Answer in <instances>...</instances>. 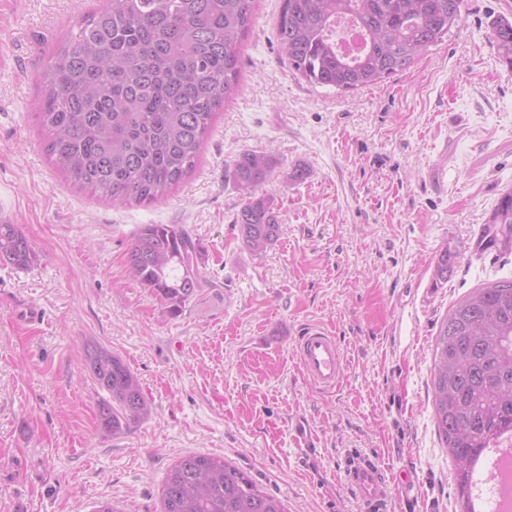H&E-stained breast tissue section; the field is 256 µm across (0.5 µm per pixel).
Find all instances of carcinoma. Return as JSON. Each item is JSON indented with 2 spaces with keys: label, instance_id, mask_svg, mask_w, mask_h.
Returning a JSON list of instances; mask_svg holds the SVG:
<instances>
[{
  "label": "carcinoma",
  "instance_id": "cac0c4a2",
  "mask_svg": "<svg viewBox=\"0 0 512 512\" xmlns=\"http://www.w3.org/2000/svg\"><path fill=\"white\" fill-rule=\"evenodd\" d=\"M256 0H100L77 33L52 52L40 75L38 117L53 164L114 204L162 200L195 167L214 116L240 91L241 43ZM463 0H282L277 38L290 68L309 83L350 92L383 82L443 41ZM350 19L362 46L337 50L336 21ZM512 67V22L493 29ZM273 161L255 152L235 160L230 178L244 195L237 215L244 249L278 240L273 200L260 190ZM480 239L512 249V189L501 194ZM203 248L177 224H143L128 263L139 284L176 316L202 285ZM34 243L0 224V265L24 269ZM85 370L106 395L101 428L114 435L148 420L152 403L126 361L106 345L85 352ZM432 404L454 462L461 512H476L472 460L503 428L512 429V280L475 289L453 305L436 337ZM161 512H287L236 464L192 453L167 471Z\"/></svg>",
  "mask_w": 512,
  "mask_h": 512
}]
</instances>
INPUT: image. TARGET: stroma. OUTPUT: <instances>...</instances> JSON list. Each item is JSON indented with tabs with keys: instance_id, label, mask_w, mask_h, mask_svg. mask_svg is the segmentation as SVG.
Listing matches in <instances>:
<instances>
[{
	"instance_id": "obj_1",
	"label": "stroma",
	"mask_w": 512,
	"mask_h": 512,
	"mask_svg": "<svg viewBox=\"0 0 512 512\" xmlns=\"http://www.w3.org/2000/svg\"><path fill=\"white\" fill-rule=\"evenodd\" d=\"M95 5L0 0V215L37 252L28 269L0 267V512H92L100 499L160 512L168 467L196 452L231 460L288 512H368L346 472L354 454L393 481L383 512H455L433 350L453 303L512 280V252L473 249L512 189V67L492 39L512 9L464 0L459 26L409 69L340 94L294 75L276 38L282 0H258L242 90L194 172L161 202L115 205L54 169L38 120L47 57ZM246 151L274 163L265 191L282 226L258 256L234 230L244 198L229 174ZM143 224L183 225L203 247L205 280L179 315L130 272ZM310 326L338 343L334 389L300 366ZM91 341L153 403L119 435L96 415Z\"/></svg>"
}]
</instances>
